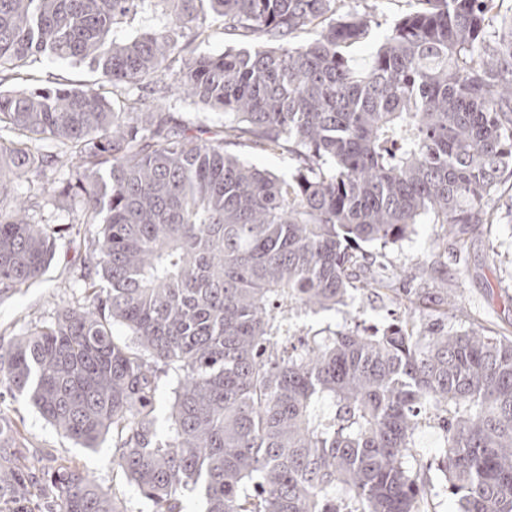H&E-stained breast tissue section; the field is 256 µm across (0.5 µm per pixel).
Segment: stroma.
Here are the masks:
<instances>
[{
    "label": "stroma",
    "mask_w": 512,
    "mask_h": 512,
    "mask_svg": "<svg viewBox=\"0 0 512 512\" xmlns=\"http://www.w3.org/2000/svg\"><path fill=\"white\" fill-rule=\"evenodd\" d=\"M346 5L369 14L374 21L370 37L347 53L351 67L358 71L368 68L390 23L415 7L413 0H346ZM98 79V73L87 65L73 66L37 55L29 58L21 79L11 81L10 86L17 90L58 83L76 86ZM66 176L62 168L47 171L31 183L19 180L0 198L8 205L35 196L30 216L54 236L56 243L53 260L39 282L0 292V347H9L32 327L51 325L64 308L93 302L83 274L97 228L72 223L71 202L54 198V187ZM495 206L498 222L488 228L468 229L465 248L445 237L442 225L425 219L408 238L383 251L377 261L390 277V294L357 293L349 301V309L358 313L362 328L370 332L406 316V309L395 299L396 293L405 290L427 294L429 301L418 310L417 318L428 321L446 291L458 304L457 310L448 314L449 329H467L468 318L473 315L491 333L512 338V178L504 179ZM0 416L21 435L18 447L8 449L7 454L25 459L29 486L28 495L21 499L11 497L1 487L0 512H47L52 496L47 474L65 459L78 461L104 492H118L128 512H151V503L117 471L111 440H104L94 450L83 448L57 431L21 397L0 401Z\"/></svg>",
    "instance_id": "obj_1"
}]
</instances>
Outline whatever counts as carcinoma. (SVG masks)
I'll list each match as a JSON object with an SVG mask.
<instances>
[{
	"label": "carcinoma",
	"instance_id": "1",
	"mask_svg": "<svg viewBox=\"0 0 512 512\" xmlns=\"http://www.w3.org/2000/svg\"><path fill=\"white\" fill-rule=\"evenodd\" d=\"M417 2L358 73L343 49L368 18L343 0H0V126L17 135L0 138V196L66 166L56 195L100 226L84 275L97 303L17 337L0 388L84 448L112 435L153 512H184L187 491L204 512H425L438 491L412 459L431 424L458 512H512V339L450 332L446 309L424 330L410 317L368 333L345 310L365 247L425 217L463 246V226L497 221L489 203L512 177V27L488 31L499 0ZM149 6L161 20L132 32ZM212 13L250 47L188 51ZM37 53L102 83L1 89ZM160 83L224 112L223 130L192 134L123 96ZM247 144L287 153L292 173L229 151ZM53 257L41 225L0 205L1 291ZM328 311L341 329L299 323ZM50 482L49 512H126L73 460ZM171 387L168 384H162L156 394L155 414L157 417V430L159 434L164 433L166 420L172 403Z\"/></svg>",
	"mask_w": 512,
	"mask_h": 512
}]
</instances>
